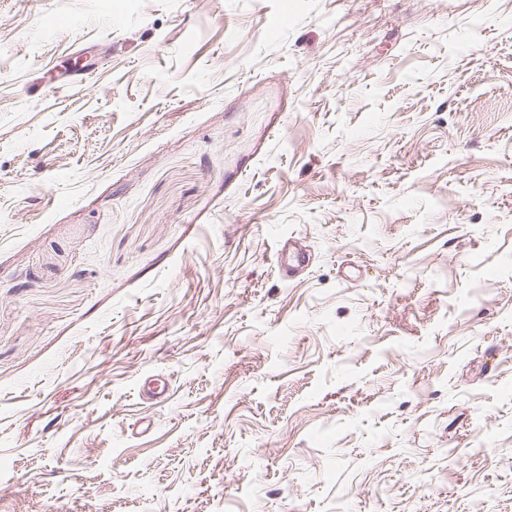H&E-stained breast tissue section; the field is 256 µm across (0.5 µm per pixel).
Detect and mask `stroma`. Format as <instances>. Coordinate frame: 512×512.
Instances as JSON below:
<instances>
[{"label":"stroma","mask_w":512,"mask_h":512,"mask_svg":"<svg viewBox=\"0 0 512 512\" xmlns=\"http://www.w3.org/2000/svg\"><path fill=\"white\" fill-rule=\"evenodd\" d=\"M0 512H512V0H0ZM279 259L281 262H288V267L292 269L303 267L307 261V252L305 247L296 240H286L280 248Z\"/></svg>","instance_id":"35a3bbf8"}]
</instances>
